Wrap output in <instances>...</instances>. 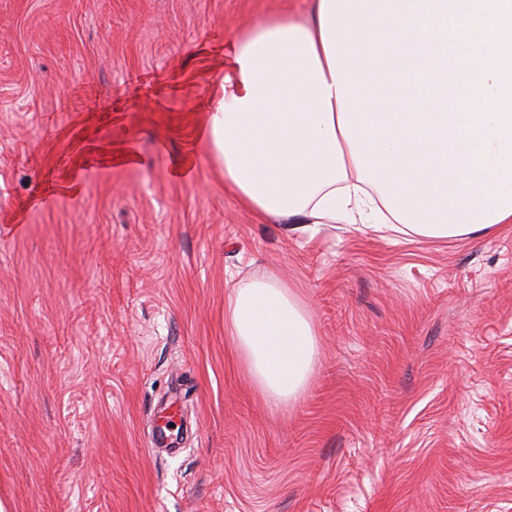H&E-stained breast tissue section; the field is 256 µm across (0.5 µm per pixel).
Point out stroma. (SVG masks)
Wrapping results in <instances>:
<instances>
[{
  "mask_svg": "<svg viewBox=\"0 0 512 512\" xmlns=\"http://www.w3.org/2000/svg\"><path fill=\"white\" fill-rule=\"evenodd\" d=\"M303 7L0 0L8 512H512V227L310 235L241 207L197 141L225 40ZM269 276L319 339L280 405L224 334L229 284Z\"/></svg>",
  "mask_w": 512,
  "mask_h": 512,
  "instance_id": "obj_1",
  "label": "stroma"
}]
</instances>
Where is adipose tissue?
I'll use <instances>...</instances> for the list:
<instances>
[{
  "instance_id": "ef3b65f1",
  "label": "adipose tissue",
  "mask_w": 512,
  "mask_h": 512,
  "mask_svg": "<svg viewBox=\"0 0 512 512\" xmlns=\"http://www.w3.org/2000/svg\"><path fill=\"white\" fill-rule=\"evenodd\" d=\"M225 49L198 141L255 216L435 239L512 224V0H307ZM224 334L266 398L300 396L318 333L287 284L234 282Z\"/></svg>"
}]
</instances>
